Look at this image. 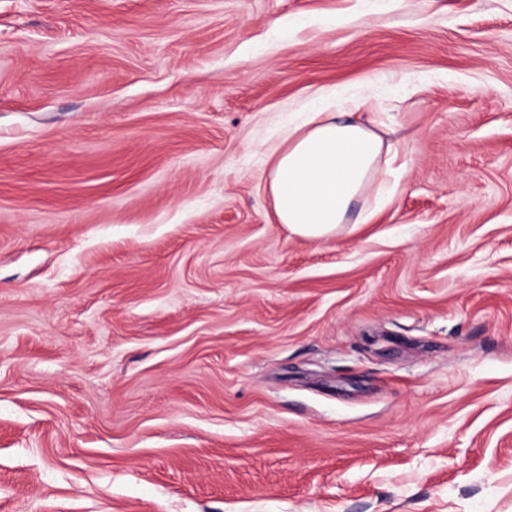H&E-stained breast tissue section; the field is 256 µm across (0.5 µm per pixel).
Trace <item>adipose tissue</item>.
<instances>
[{
    "mask_svg": "<svg viewBox=\"0 0 512 512\" xmlns=\"http://www.w3.org/2000/svg\"><path fill=\"white\" fill-rule=\"evenodd\" d=\"M319 99L318 108L266 149L265 190L274 219L306 240L328 238L351 222L369 223L372 213L353 215V204L379 176L391 174L401 145L382 125L356 119L359 110H376L372 95L343 103L325 93Z\"/></svg>",
    "mask_w": 512,
    "mask_h": 512,
    "instance_id": "1",
    "label": "adipose tissue"
}]
</instances>
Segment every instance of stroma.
<instances>
[{
  "instance_id": "1",
  "label": "stroma",
  "mask_w": 512,
  "mask_h": 512,
  "mask_svg": "<svg viewBox=\"0 0 512 512\" xmlns=\"http://www.w3.org/2000/svg\"><path fill=\"white\" fill-rule=\"evenodd\" d=\"M365 75L393 199L290 236ZM0 512H512V0H0ZM317 98L321 105L265 150L274 220L306 240L333 236L343 224H368L374 212L352 220L353 204L380 175L392 174L401 145L389 138L393 129L353 117L361 109L376 110L370 93L343 103L325 93Z\"/></svg>"
}]
</instances>
